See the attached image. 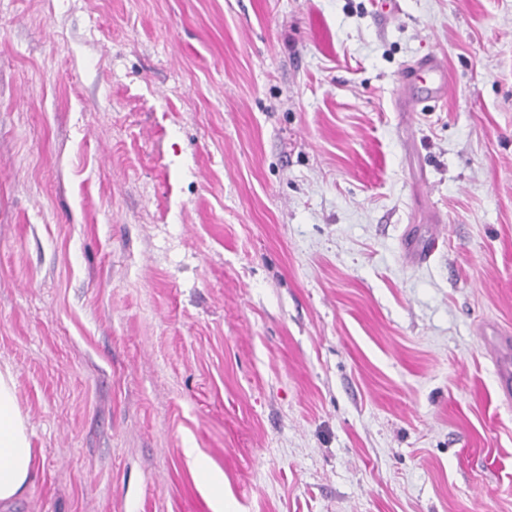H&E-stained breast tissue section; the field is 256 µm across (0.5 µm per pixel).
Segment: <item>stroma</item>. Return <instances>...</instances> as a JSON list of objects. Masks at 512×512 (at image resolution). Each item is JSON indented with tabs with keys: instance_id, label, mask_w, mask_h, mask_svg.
<instances>
[{
	"instance_id": "35a3bbf8",
	"label": "stroma",
	"mask_w": 512,
	"mask_h": 512,
	"mask_svg": "<svg viewBox=\"0 0 512 512\" xmlns=\"http://www.w3.org/2000/svg\"><path fill=\"white\" fill-rule=\"evenodd\" d=\"M497 332L512 0H0L15 512H512ZM401 82L404 92L422 84L426 97L442 99L448 94V70L443 60L436 56H428L410 67L402 74Z\"/></svg>"
}]
</instances>
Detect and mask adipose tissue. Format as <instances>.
I'll use <instances>...</instances> for the list:
<instances>
[{
    "label": "adipose tissue",
    "instance_id": "adipose-tissue-1",
    "mask_svg": "<svg viewBox=\"0 0 512 512\" xmlns=\"http://www.w3.org/2000/svg\"><path fill=\"white\" fill-rule=\"evenodd\" d=\"M33 480V448L29 424L18 404L11 368L0 369V512L20 499Z\"/></svg>",
    "mask_w": 512,
    "mask_h": 512
}]
</instances>
